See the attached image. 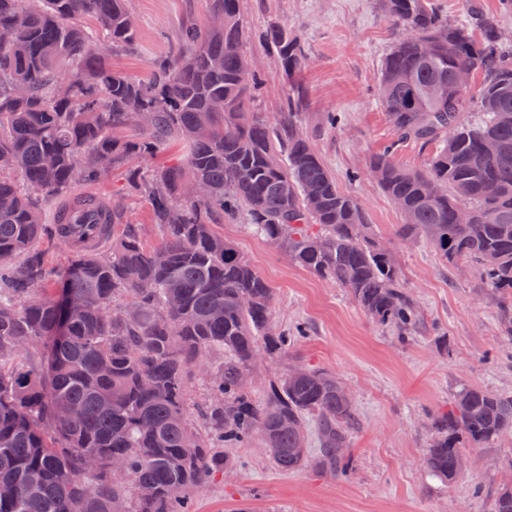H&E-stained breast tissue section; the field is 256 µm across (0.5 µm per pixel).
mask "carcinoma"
Returning <instances> with one entry per match:
<instances>
[{
	"mask_svg": "<svg viewBox=\"0 0 512 512\" xmlns=\"http://www.w3.org/2000/svg\"><path fill=\"white\" fill-rule=\"evenodd\" d=\"M383 4L402 34L378 101L397 136L436 145L423 173L387 153L371 161L404 217L396 235L420 234L443 260L476 266L509 308L512 43L473 3L465 24L448 23L433 0ZM208 12L223 14L224 26L187 27L176 54L134 79L108 61L137 41L127 0H0V487L16 488L0 494V512H193L194 493L231 464L226 439L246 446L259 434L273 464L290 471L309 462L311 428L315 465L344 475L343 449L360 420L336 376L303 367L264 401L248 395L245 376L286 355L291 337L272 322L274 288L214 232L218 216H245L399 335L423 321L393 250L308 137L291 121L281 134L251 113L260 77L243 52L239 0H209ZM264 39L285 75L301 67L288 29L271 25ZM460 70L478 80L476 99L457 86ZM473 106L481 118L466 123ZM140 112L152 122L140 124ZM487 140L496 155L483 150ZM170 146L182 160L136 165ZM118 171L164 239L146 245L142 225L115 203L110 251L73 245L63 272L49 267L35 244L79 236L70 216L92 200L74 192ZM187 180L206 193L185 197ZM40 195L71 198L65 215L46 223ZM461 209L470 223L455 222ZM67 296L83 307L65 314ZM196 376L206 392L193 401ZM434 424L424 462L452 482L464 444L512 435V395L464 387Z\"/></svg>",
	"mask_w": 512,
	"mask_h": 512,
	"instance_id": "1",
	"label": "carcinoma"
}]
</instances>
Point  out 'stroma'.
Segmentation results:
<instances>
[{
  "instance_id": "1",
  "label": "stroma",
  "mask_w": 512,
  "mask_h": 512,
  "mask_svg": "<svg viewBox=\"0 0 512 512\" xmlns=\"http://www.w3.org/2000/svg\"><path fill=\"white\" fill-rule=\"evenodd\" d=\"M130 8L137 45L113 52L111 62L142 78L156 59L179 48L186 26L205 19L208 0H130ZM239 10L244 51L264 80L253 93V109L273 126L293 119L307 134L337 184L358 199L377 238L393 248L406 291L426 323L401 338L371 319L346 289L291 263L249 225H217L274 288L277 328L304 329L287 356L258 366L251 398L264 400L277 377L293 367L322 369L348 388L361 427L344 452L352 462L345 478L309 465L279 470L258 437L245 448L226 445L233 465L197 492L196 512H493L512 474V436L466 448L469 464L451 483L422 463L434 437L433 416L449 409L461 388L512 393V339L503 333L500 293L482 287L473 266L444 262L424 238L397 239L403 216L371 175L376 154L423 170L435 152L430 144L398 140L375 95L398 29L382 0H239ZM274 22L287 27L304 51L303 67L290 78L262 37ZM294 86L304 102L292 112L287 99ZM87 192L121 204L128 222L143 225L147 244L163 239L123 176Z\"/></svg>"
}]
</instances>
